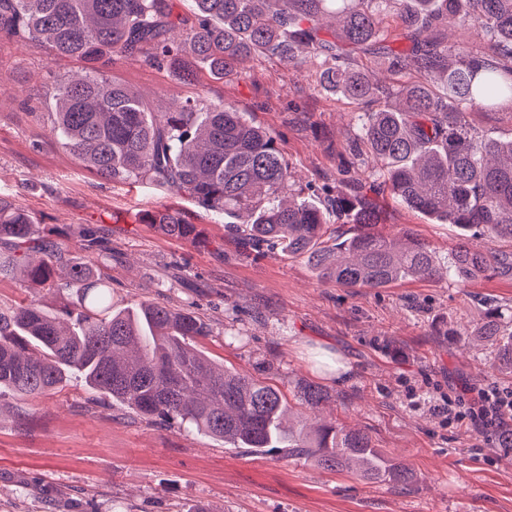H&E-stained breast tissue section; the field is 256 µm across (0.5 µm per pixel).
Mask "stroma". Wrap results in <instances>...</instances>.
Returning <instances> with one entry per match:
<instances>
[{
    "instance_id": "1",
    "label": "stroma",
    "mask_w": 512,
    "mask_h": 512,
    "mask_svg": "<svg viewBox=\"0 0 512 512\" xmlns=\"http://www.w3.org/2000/svg\"><path fill=\"white\" fill-rule=\"evenodd\" d=\"M84 67L0 37V196L57 232L68 256L80 253V228L97 229L117 250L101 263L114 305L149 296L193 308L211 327L194 348L241 373L266 366L268 382L290 400L302 381L323 385L331 398L321 418L366 431L418 481L405 491L304 455L229 448L109 398L92 404L72 378L36 399L0 392V512H187L198 502L212 512H512V456L497 448L495 433L430 408L461 393L476 398L493 382L512 387V374L491 371L488 349L468 339L485 318L486 299L512 315V275L340 288L321 283L304 259L241 254L222 216L147 181L100 179L57 139L46 86ZM316 70L274 56L219 79L197 62L184 72L121 57L103 68L155 112L175 98L245 112L275 137L311 199L322 184L367 178L347 156L363 108L323 91ZM379 203L384 233L412 231L447 263L457 227L388 197ZM163 208L197 225L201 242L148 224L147 215ZM336 353L349 367L340 377L323 366Z\"/></svg>"
}]
</instances>
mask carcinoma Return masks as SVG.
I'll list each match as a JSON object with an SVG mask.
<instances>
[{
  "label": "carcinoma",
  "mask_w": 512,
  "mask_h": 512,
  "mask_svg": "<svg viewBox=\"0 0 512 512\" xmlns=\"http://www.w3.org/2000/svg\"><path fill=\"white\" fill-rule=\"evenodd\" d=\"M194 19L173 13V0H0V35L38 42L53 56L88 64L85 74L51 86L54 129L74 157L106 180L148 181L224 215L248 253L280 250L305 259L320 281L341 288H385L404 278L439 276L435 252L413 232L377 230L374 195L454 224L460 238L446 268L466 281L512 274V253L481 252L470 235L512 240V138L486 140L466 129L465 112L512 105V0H193ZM330 16L338 37H322ZM450 21L474 29L481 46L448 48L437 32ZM189 50L221 77L249 58L274 55L318 62L321 87L359 103L393 95L399 105L364 113L350 154L369 173L363 186L337 190L315 204L285 200L292 174L270 132L229 104L198 111L173 101L153 116L130 88L108 80L96 63L139 56L176 66ZM363 52L391 72L417 80L391 89L351 66ZM352 215L354 231L324 245L329 215ZM172 238L198 242L197 225L177 212L148 216ZM0 280L26 288L61 286L75 296L66 320L35 300L0 308V391L38 397L74 375L96 401L109 397L140 416L193 428L235 448L311 454L329 470L411 488L416 475L361 430L326 424L314 413L322 387L297 392L309 414L290 425V403L265 380L216 366L188 341L210 335L189 309L145 299L112 308L101 269L66 264L53 234L36 236L32 214L0 197ZM472 336L491 350L488 366L512 371V330L496 305Z\"/></svg>",
  "instance_id": "obj_1"
}]
</instances>
